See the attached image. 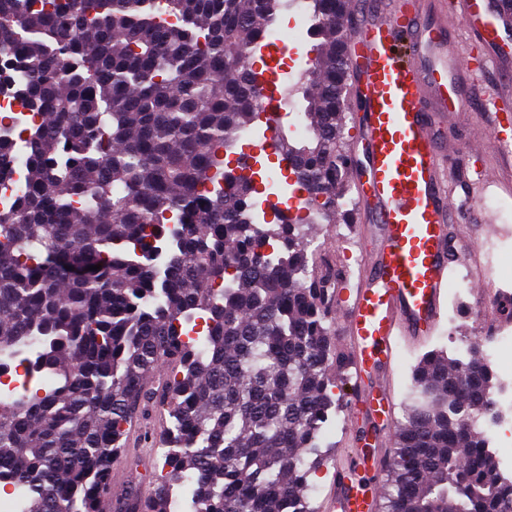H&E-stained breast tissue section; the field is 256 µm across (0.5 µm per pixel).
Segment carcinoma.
Wrapping results in <instances>:
<instances>
[{"instance_id": "cac0c4a2", "label": "carcinoma", "mask_w": 512, "mask_h": 512, "mask_svg": "<svg viewBox=\"0 0 512 512\" xmlns=\"http://www.w3.org/2000/svg\"><path fill=\"white\" fill-rule=\"evenodd\" d=\"M290 0H0L4 89L41 117L24 132L28 183L0 211V485L21 512H99L122 439L168 410L151 495L111 512H314L308 478L341 398L329 334L335 267L305 227L334 224L347 167L348 0H303L318 43L286 88L308 136L274 154L305 214L262 205L258 172L224 170L254 122L249 64ZM0 133V182L16 164ZM101 269H88L90 265ZM78 266L82 273L72 270ZM429 352L399 424L383 512H512V480L477 432L493 371Z\"/></svg>"}]
</instances>
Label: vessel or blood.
Segmentation results:
<instances>
[{"instance_id":"b4317fda","label":"vessel or blood","mask_w":512,"mask_h":512,"mask_svg":"<svg viewBox=\"0 0 512 512\" xmlns=\"http://www.w3.org/2000/svg\"><path fill=\"white\" fill-rule=\"evenodd\" d=\"M364 0L348 38L358 71V117L364 144L365 176L354 180L366 244L361 251L356 289L347 286L344 266L336 268V291L329 311L344 344L358 351L357 364L342 369L351 388L344 403L348 419L367 420L374 430L371 447L354 449L356 465L373 477L370 492L347 484L336 472L333 512H375L382 489L380 449L392 400L382 384L367 385L383 373L392 355L393 336L431 335L444 317V290L451 269L473 240L456 236V224H486L481 203L486 189L512 199V97L507 83L485 88L476 79L484 70L512 74V52L502 34L512 0ZM471 117L465 145L456 128ZM267 133L260 144L271 151L282 114L263 104ZM497 150H488L487 136ZM472 173V201L458 203V173ZM474 309L482 313L480 333L492 335L498 312L512 308V292L486 293L474 280Z\"/></svg>"}]
</instances>
